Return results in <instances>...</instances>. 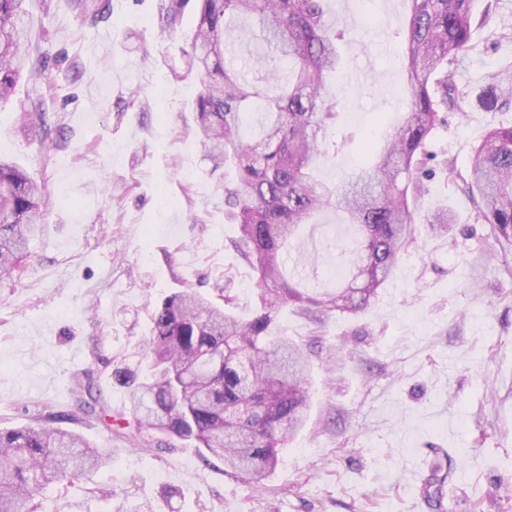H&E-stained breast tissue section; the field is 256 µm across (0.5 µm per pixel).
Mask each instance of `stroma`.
Instances as JSON below:
<instances>
[{
  "instance_id": "1",
  "label": "stroma",
  "mask_w": 512,
  "mask_h": 512,
  "mask_svg": "<svg viewBox=\"0 0 512 512\" xmlns=\"http://www.w3.org/2000/svg\"><path fill=\"white\" fill-rule=\"evenodd\" d=\"M170 5L109 0L108 19L88 27L71 0H29L42 75L21 79L0 105V154L45 186L51 207L20 271L0 280L1 427L69 411L70 379L89 369L107 413L122 412L127 391L112 370L136 354L173 292L212 298L228 278L239 314L256 308L257 274L229 245L239 227L225 214L224 170L196 132L197 87L183 70L195 4L176 19ZM328 8L351 29L335 84L338 123L357 135L317 165L334 182L362 161L361 137L380 135L375 117H405L408 4ZM474 10L489 18L455 78L478 91L512 64V0H475ZM510 125L512 110L448 112L433 149L453 166L432 161L419 209L445 203L453 222L444 233L415 224V244L368 307L319 324L281 311L279 332L310 358V411L266 489L248 488L193 443L136 449L121 433L65 420L111 462L92 483L50 485L52 512H424L414 476L438 450L459 471L445 512H512V242L477 223L454 177L482 134ZM298 234L304 252L288 268L317 272L314 289L335 291L353 228L326 210Z\"/></svg>"
}]
</instances>
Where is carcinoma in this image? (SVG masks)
Returning a JSON list of instances; mask_svg holds the SVG:
<instances>
[{"label":"carcinoma","instance_id":"1","mask_svg":"<svg viewBox=\"0 0 512 512\" xmlns=\"http://www.w3.org/2000/svg\"><path fill=\"white\" fill-rule=\"evenodd\" d=\"M26 0H0V104L11 99L31 59ZM197 23L185 52V75L198 78L193 106L199 132L213 159L234 173L224 185V204L239 236L232 246L252 265L259 306L250 319L232 311L235 294L220 287L224 306L186 288L167 296L153 311L142 356L149 373L117 367L112 380L125 387L128 405L117 421L130 429L135 448L143 432L195 443L202 458L224 460L253 490L265 487L279 452L304 422L307 360L300 347L277 335L280 310L290 304L314 323L333 311L355 315L382 287L414 243L413 224L431 176L427 161L442 113L469 99L468 85L454 79L459 57L475 49L471 30L489 16L473 11L475 0H407L404 32L410 105L404 122L385 132L384 143H366L377 161L338 183L315 178L318 159L338 152L329 139L336 125V94L330 74L342 63L345 37L326 0H197ZM82 23L107 17L105 0H75ZM251 18L263 46L257 63L269 78L254 81L230 52L238 21ZM487 110L512 107V74L495 73L482 88ZM263 116L260 132L245 136L253 112ZM456 176L474 195L476 220L512 241V127L488 130L475 148L467 174ZM50 196L24 168L0 158V279L10 278L40 232ZM328 209L343 213L357 239L348 275L333 293L310 295L285 274L283 255L294 249L301 225ZM426 223L448 228V210L436 207ZM73 419L104 422V401L93 375L73 380ZM110 461L82 436L57 429L46 416L37 425L0 428V512H46L37 499L44 486L89 482ZM452 477L444 458L434 457L421 486L428 501L443 498Z\"/></svg>","mask_w":512,"mask_h":512}]
</instances>
